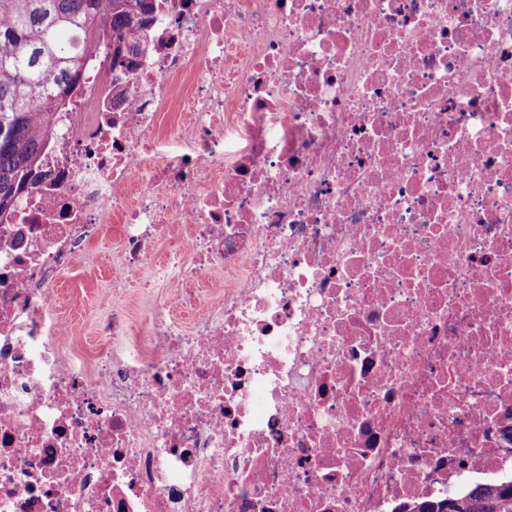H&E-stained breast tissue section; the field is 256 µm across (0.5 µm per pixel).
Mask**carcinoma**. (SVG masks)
Masks as SVG:
<instances>
[{
	"instance_id": "obj_1",
	"label": "carcinoma",
	"mask_w": 512,
	"mask_h": 512,
	"mask_svg": "<svg viewBox=\"0 0 512 512\" xmlns=\"http://www.w3.org/2000/svg\"><path fill=\"white\" fill-rule=\"evenodd\" d=\"M153 0H0V215L36 184L47 118L78 85L84 61L112 35L132 52ZM415 512H512V480L464 487Z\"/></svg>"
}]
</instances>
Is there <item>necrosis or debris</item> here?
Masks as SVG:
<instances>
[{
	"label": "necrosis or debris",
	"instance_id": "obj_1",
	"mask_svg": "<svg viewBox=\"0 0 512 512\" xmlns=\"http://www.w3.org/2000/svg\"><path fill=\"white\" fill-rule=\"evenodd\" d=\"M84 69L0 216V512L512 474V0H154L143 53ZM111 245L88 370L53 291Z\"/></svg>",
	"mask_w": 512,
	"mask_h": 512
}]
</instances>
